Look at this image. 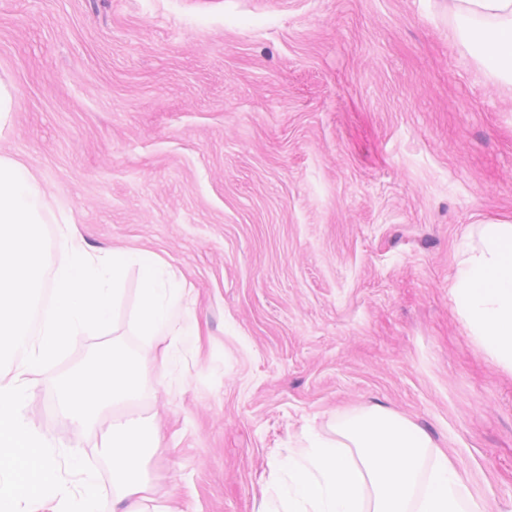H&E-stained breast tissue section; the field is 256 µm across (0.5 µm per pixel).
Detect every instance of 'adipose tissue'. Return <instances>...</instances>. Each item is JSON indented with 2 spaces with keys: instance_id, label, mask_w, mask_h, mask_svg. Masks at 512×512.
<instances>
[{
  "instance_id": "adipose-tissue-1",
  "label": "adipose tissue",
  "mask_w": 512,
  "mask_h": 512,
  "mask_svg": "<svg viewBox=\"0 0 512 512\" xmlns=\"http://www.w3.org/2000/svg\"><path fill=\"white\" fill-rule=\"evenodd\" d=\"M456 32L471 43L491 72L512 83V0H448ZM452 298L464 324L503 367L512 370V222L479 225L477 240L459 260ZM156 427L132 411L112 423L102 443L112 460V512H173L147 508L149 484L140 463Z\"/></svg>"
}]
</instances>
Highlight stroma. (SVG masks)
Returning a JSON list of instances; mask_svg holds the SVG:
<instances>
[{
	"label": "stroma",
	"instance_id": "obj_1",
	"mask_svg": "<svg viewBox=\"0 0 512 512\" xmlns=\"http://www.w3.org/2000/svg\"><path fill=\"white\" fill-rule=\"evenodd\" d=\"M446 0H0L17 108L0 156L91 249L167 264L198 321L183 383L155 362L142 476L182 512H258L305 421L380 406L446 453L476 512H512V372L451 295L482 222L512 219V86ZM124 282L111 336L30 376L25 417L94 469L56 379L140 349Z\"/></svg>",
	"mask_w": 512,
	"mask_h": 512
}]
</instances>
